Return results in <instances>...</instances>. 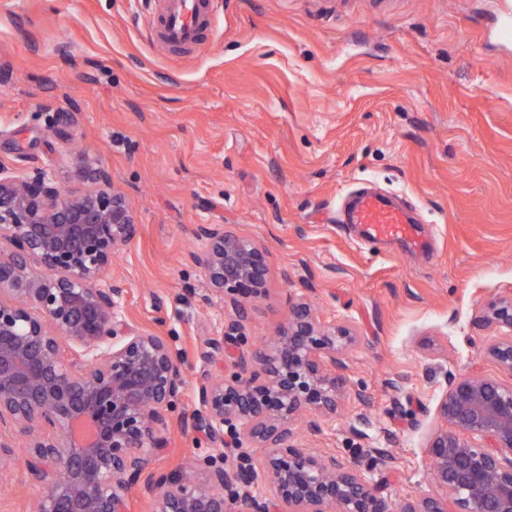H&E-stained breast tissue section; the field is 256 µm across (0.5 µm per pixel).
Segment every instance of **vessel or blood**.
<instances>
[{
	"label": "vessel or blood",
	"mask_w": 512,
	"mask_h": 512,
	"mask_svg": "<svg viewBox=\"0 0 512 512\" xmlns=\"http://www.w3.org/2000/svg\"><path fill=\"white\" fill-rule=\"evenodd\" d=\"M210 11L211 0H169L157 27L159 41L168 47L196 42L209 21ZM348 220L363 225L369 238L375 241L413 235L410 213L374 193L364 194L357 200Z\"/></svg>",
	"instance_id": "vessel-or-blood-1"
}]
</instances>
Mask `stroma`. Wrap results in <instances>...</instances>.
<instances>
[{
    "instance_id": "obj_1",
    "label": "stroma",
    "mask_w": 512,
    "mask_h": 512,
    "mask_svg": "<svg viewBox=\"0 0 512 512\" xmlns=\"http://www.w3.org/2000/svg\"><path fill=\"white\" fill-rule=\"evenodd\" d=\"M512 0H213L198 44L161 47L160 0H0V166L39 167L73 193L88 163L112 173L140 226L105 274L132 324L196 358L243 315L274 335L288 304L360 333L335 417L302 429L307 449L358 465L383 497L429 492V435L445 373L512 375L485 354L480 315L512 294ZM362 187L416 213L423 248L368 242L342 221ZM199 224L268 251L266 294L236 311L203 305L187 258ZM147 474L209 452L180 416ZM42 490L24 454L0 460V512Z\"/></svg>"
}]
</instances>
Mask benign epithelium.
I'll list each match as a JSON object with an SVG mask.
<instances>
[{"label":"benign epithelium","mask_w":512,"mask_h":512,"mask_svg":"<svg viewBox=\"0 0 512 512\" xmlns=\"http://www.w3.org/2000/svg\"><path fill=\"white\" fill-rule=\"evenodd\" d=\"M99 190L64 196L49 173L0 168V457L18 438L44 489L33 512H126L151 450L188 385V363L154 327L123 315L125 288L103 283L112 257L139 233L126 197ZM186 259L208 284L200 301H238L267 289L270 260L254 240L198 224ZM484 322L508 330L487 354L512 375V296L489 301ZM360 340L348 323L326 324L311 304H289L274 340L245 351L242 319L207 337L198 353L197 408L186 425L213 451L197 475L150 477L153 512H512V385L478 374L446 375L428 438L433 492L390 504L360 469L297 444L295 424L336 415L344 357ZM238 356L217 373L207 366ZM479 437L484 444L469 441ZM238 450L227 463L224 449Z\"/></svg>","instance_id":"obj_1"}]
</instances>
